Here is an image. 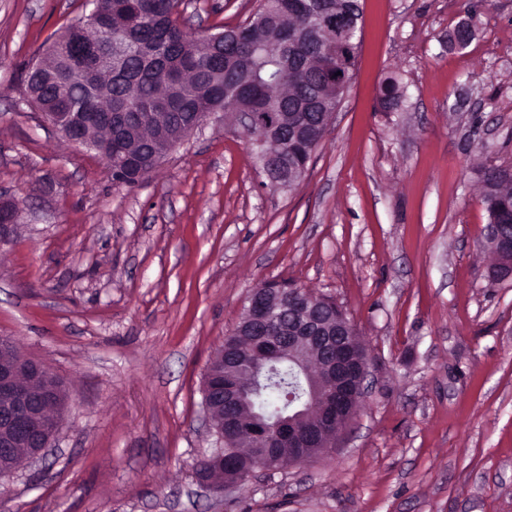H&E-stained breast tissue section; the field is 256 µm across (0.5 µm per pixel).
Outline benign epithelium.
<instances>
[{"mask_svg":"<svg viewBox=\"0 0 512 512\" xmlns=\"http://www.w3.org/2000/svg\"><path fill=\"white\" fill-rule=\"evenodd\" d=\"M324 29L336 34L326 47V59L316 70L318 89L331 88L342 100L352 79L347 58L358 43L350 41L353 24L341 13L322 15ZM244 132L265 131L277 121L273 112H230ZM45 119L69 143L95 146L103 159L112 152L129 154L132 147L112 138V129L97 133L92 117L76 123L70 112H46ZM183 138L153 139L152 151L163 159ZM265 172L273 180L288 171L282 155H265ZM18 218L14 201L0 198V242L13 231ZM497 259L498 278L512 276V224H488L484 229ZM284 285L271 282L253 290L247 298L238 331L224 340L215 359L224 364L219 378L207 369L203 403L218 441L228 451L214 452L218 461L215 474L198 477L199 483L215 492H230L247 482L257 471L274 472L285 464L300 465L329 451L336 438L350 426L366 391L369 359L358 333L341 310L330 314L314 297L298 291L292 302L297 326L277 336L267 334L268 325L278 313ZM286 355L309 377L310 398L302 408L274 421H266L251 410L246 380L263 368L272 354ZM66 401L60 386L47 382L45 368L24 357L11 341L0 338V455L9 461L0 469V481L10 478L20 460L35 462L50 447L61 425ZM251 441L246 453L238 450L239 440Z\"/></svg>","mask_w":512,"mask_h":512,"instance_id":"7a95c632","label":"benign epithelium"}]
</instances>
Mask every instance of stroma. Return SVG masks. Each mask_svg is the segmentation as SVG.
I'll return each instance as SVG.
<instances>
[{"label": "stroma", "instance_id": "1", "mask_svg": "<svg viewBox=\"0 0 512 512\" xmlns=\"http://www.w3.org/2000/svg\"><path fill=\"white\" fill-rule=\"evenodd\" d=\"M261 0H182L192 36ZM345 98L303 179L268 184L223 113L134 185L67 144L22 77L86 0H0V337L67 385L41 460L0 512H512V277H491L480 171L512 168V0H360ZM471 20L463 49L448 33ZM395 77L399 107L380 85ZM334 298L370 358L335 448L200 487L202 384L251 291ZM18 218V208L14 201L0 198V242L5 241L13 231Z\"/></svg>", "mask_w": 512, "mask_h": 512}]
</instances>
